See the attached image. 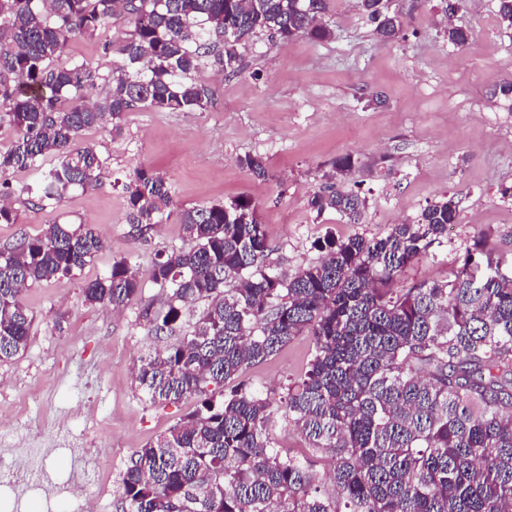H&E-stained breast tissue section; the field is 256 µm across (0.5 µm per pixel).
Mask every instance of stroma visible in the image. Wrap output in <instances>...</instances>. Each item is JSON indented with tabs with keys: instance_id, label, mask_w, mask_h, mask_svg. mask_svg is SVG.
I'll list each match as a JSON object with an SVG mask.
<instances>
[{
	"instance_id": "35a3bbf8",
	"label": "stroma",
	"mask_w": 512,
	"mask_h": 512,
	"mask_svg": "<svg viewBox=\"0 0 512 512\" xmlns=\"http://www.w3.org/2000/svg\"><path fill=\"white\" fill-rule=\"evenodd\" d=\"M399 14V37L384 41L357 0H330L329 39L254 38L236 75L202 70L213 91L205 112L139 109L124 119L121 137L91 128L81 140L109 163L95 188L70 193L50 208L16 196L14 224H0V247L36 237L51 222L88 224L108 243L71 278L27 288L33 315L27 347L0 364V512H84L81 489L110 487L100 512H126L118 491L132 452L194 411L196 400L150 402L139 390L136 365L167 339L141 317L146 302L164 306L168 292L151 279L158 254L189 247L176 220L138 233L126 218L123 186L134 169L163 174L175 208L252 201L264 225L267 266L295 274L322 256L320 242L386 235L417 220L445 196L459 202L460 221L397 279L406 288L443 282L468 249L512 271V98L496 94L512 80V27L497 0L444 12V0H388ZM469 34L465 46L447 40L448 27ZM263 158L267 180L243 166ZM352 157L341 178L366 200L359 223L334 212L317 216L308 196ZM136 266L140 297L119 312L85 302L86 283L115 261ZM312 340L302 335L257 364L245 381L272 402L271 433L281 450L307 455V440L281 406L289 383L307 369Z\"/></svg>"
}]
</instances>
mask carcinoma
Here are the masks:
<instances>
[{"instance_id": "cac0c4a2", "label": "carcinoma", "mask_w": 512, "mask_h": 512, "mask_svg": "<svg viewBox=\"0 0 512 512\" xmlns=\"http://www.w3.org/2000/svg\"><path fill=\"white\" fill-rule=\"evenodd\" d=\"M358 4L380 38L399 36L384 0ZM328 9L329 0H0V128L15 135L0 150V224L17 221L6 202L16 191L44 209L100 183L107 159L80 143L84 130L118 136L141 107L204 112L213 91L200 70L237 73L240 49L259 34L326 40ZM116 26L121 35L104 43L112 70L70 53ZM99 81L103 95L87 98ZM22 168L36 177L16 190L9 173ZM125 204L137 231L174 215L192 242L153 262L169 296L142 318L180 336L140 357L139 388L154 403H200L132 452L127 512H512V274L469 253L446 282L395 287L458 221L454 198L380 238L327 239L322 258L289 277L265 266L267 235L248 200L175 212L169 182L141 166ZM307 206L355 221L366 204L333 175ZM105 247L86 224L53 222L0 250V363L26 348L24 290L76 275ZM141 288L122 259L84 297L120 309ZM197 301L183 332L182 309ZM304 332L311 359L283 408L314 452L330 454L331 495L317 460L275 449L269 403L239 380Z\"/></svg>"}]
</instances>
